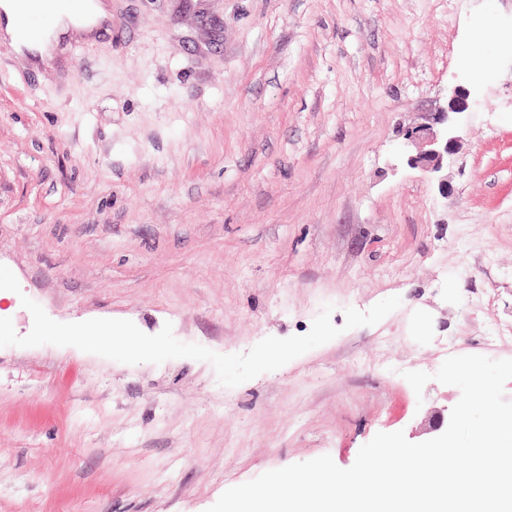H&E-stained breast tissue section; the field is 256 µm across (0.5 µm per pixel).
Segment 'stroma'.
<instances>
[{"mask_svg":"<svg viewBox=\"0 0 512 512\" xmlns=\"http://www.w3.org/2000/svg\"><path fill=\"white\" fill-rule=\"evenodd\" d=\"M493 21V73L463 44ZM53 77L0 47V299L127 319L221 354L342 332L239 386L204 361L0 348V512H207L227 489L380 432L422 442L456 354L512 359V0H112ZM457 86L439 186L404 131ZM400 296L373 326L345 310ZM429 373L422 394L404 379Z\"/></svg>","mask_w":512,"mask_h":512,"instance_id":"1","label":"stroma"}]
</instances>
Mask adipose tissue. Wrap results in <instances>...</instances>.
<instances>
[{
  "label": "adipose tissue",
  "mask_w": 512,
  "mask_h": 512,
  "mask_svg": "<svg viewBox=\"0 0 512 512\" xmlns=\"http://www.w3.org/2000/svg\"><path fill=\"white\" fill-rule=\"evenodd\" d=\"M42 32L37 42L24 37L21 17L28 9L24 0H0V44L28 55L36 68L56 74L63 53L64 39H92L95 32L112 23L110 0H86L81 12H73L63 0H39Z\"/></svg>",
  "instance_id": "adipose-tissue-1"
}]
</instances>
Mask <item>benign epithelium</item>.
Segmentation results:
<instances>
[{
	"label": "benign epithelium",
	"instance_id": "benign-epithelium-1",
	"mask_svg": "<svg viewBox=\"0 0 512 512\" xmlns=\"http://www.w3.org/2000/svg\"><path fill=\"white\" fill-rule=\"evenodd\" d=\"M468 91L457 86L447 100V106L425 116V121L405 133L406 148L412 150L408 163L427 172L444 184L443 172L448 169V156L457 142V126L453 115L468 108Z\"/></svg>",
	"mask_w": 512,
	"mask_h": 512
}]
</instances>
